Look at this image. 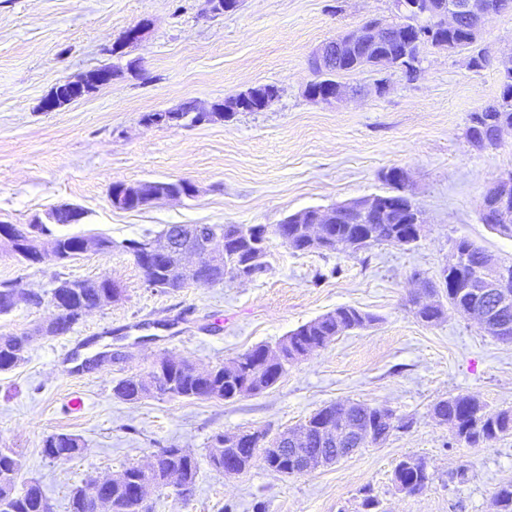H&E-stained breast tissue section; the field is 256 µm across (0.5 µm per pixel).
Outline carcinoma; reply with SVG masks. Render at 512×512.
I'll list each match as a JSON object with an SVG mask.
<instances>
[{
	"label": "carcinoma",
	"instance_id": "1",
	"mask_svg": "<svg viewBox=\"0 0 512 512\" xmlns=\"http://www.w3.org/2000/svg\"><path fill=\"white\" fill-rule=\"evenodd\" d=\"M451 39L458 47L469 50L473 55V68L481 69L487 65V59L481 55L474 45L466 41L462 34H453ZM377 59L375 67H385L383 59L389 58L397 62L407 54V45L403 40L402 30L391 29L388 39L380 46L371 50L361 47H346L344 55L330 58L327 70L315 69L318 79L311 86L320 87L335 81L338 74L351 73L358 70L356 60L364 53ZM481 119L470 118L471 125L466 129V137L472 146L484 150L494 149L498 140L494 132L500 124L512 125V84L501 85L499 96L480 110ZM409 213L404 209H394L387 220L378 224H370L358 213L348 212L337 216V222L331 225V234L344 243V250L357 252L375 245L410 246L412 242L406 238L409 225L405 224ZM193 224H171L154 237L129 239L121 243V248L128 252L138 267H143L141 255L148 245L154 241L170 236L172 232L187 236L193 243L195 238L189 237ZM211 233L219 234L222 241L218 242L219 255L207 269V277L213 283L224 282V276L236 278V270L244 264L255 247V243L267 239L270 229L265 224H210ZM29 233L36 236L54 237L57 243L58 261L75 259L86 253L83 243L91 241L104 252L112 251V239L102 236H66L53 235L46 224L29 225ZM290 248L295 251H306L303 225L291 224L288 227ZM457 253L464 257L465 265L448 267V276L437 287L431 282H424V292L429 295L440 294L455 309L473 308L470 294L462 291L459 283L476 271L494 262L507 266L512 273V263H505L485 249L475 245L468 239L455 243ZM146 277L154 288L164 291H179L187 286V276L177 275L171 266L154 262L148 266ZM57 288L62 293L61 305L66 314L62 318V330L67 332L89 311L104 305L114 288L112 280L98 277L96 279H56ZM416 317L427 324L439 321L444 308L441 301L424 303L419 297L410 299ZM497 331H488L493 338L504 341V337H512V303L503 312L491 315ZM377 321V317L365 313L355 307L341 306L323 314L298 328L290 331L274 345L260 343L247 350L228 364H219L203 373L199 372L189 361L166 359L155 365V368L139 377H126L118 380L113 387L114 394L123 401L138 402L154 395L168 396L172 399L185 398L197 400L230 401L245 395L259 394L273 386L285 375L290 362L303 358L315 349L323 348L335 337L351 330L364 329ZM28 337L0 336V372H7L24 360ZM434 417L441 423L450 426L455 436L472 446L487 445L502 437L512 435V408L486 411V405L468 395H458L442 399L433 405ZM341 418L349 427H371L374 431L373 444L383 443L390 432L396 428H404L407 423L396 417L393 410L384 406H373L360 402L347 404L334 403L324 406L309 416L296 429L285 431L288 438L294 441L293 447L306 455H312L321 449L331 458L348 456V449L359 448L356 439L343 438L341 441L327 440L322 435L323 423L328 419ZM276 439H267L264 431L243 432L236 449L228 450L227 455L236 459L238 472L244 473L253 467L256 460L252 458L253 448H275ZM82 449L79 436L69 433H55L43 440L42 452L45 457L55 459L64 454L71 457ZM21 470L19 456L13 451L0 449V482L12 473ZM200 462L194 453L185 448L160 449L152 479L162 482L169 473L178 471L183 485L190 492L194 491ZM124 482L115 484L109 489L112 498V512H143V508L130 497L129 489L142 477V472L135 465L123 469ZM393 482L398 491L414 495L425 490L430 483V473L426 460L420 456L407 455L398 462L394 469ZM43 490L37 481L29 483L27 492L14 499L0 498V512H42L41 498ZM497 512H512V482L501 485L494 493Z\"/></svg>",
	"mask_w": 512,
	"mask_h": 512
}]
</instances>
